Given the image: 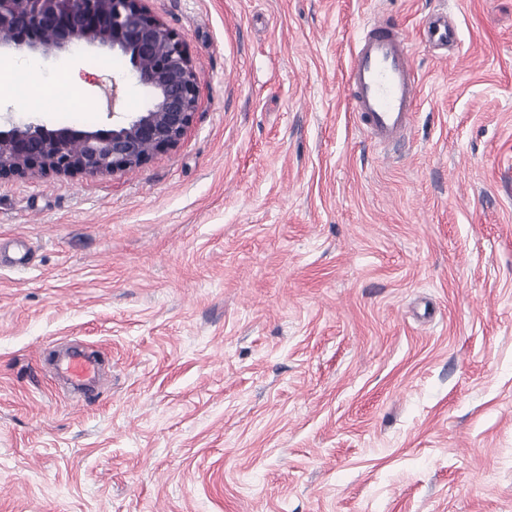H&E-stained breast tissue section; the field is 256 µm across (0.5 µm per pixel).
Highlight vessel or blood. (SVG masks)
<instances>
[{
	"label": "vessel or blood",
	"mask_w": 512,
	"mask_h": 512,
	"mask_svg": "<svg viewBox=\"0 0 512 512\" xmlns=\"http://www.w3.org/2000/svg\"><path fill=\"white\" fill-rule=\"evenodd\" d=\"M426 43L456 44L457 30L446 15L435 14L423 29ZM346 88L352 108L367 138L389 149L405 142L411 129L419 93L411 65L409 42L393 21H371L359 35L349 66ZM59 370L72 380L95 378L96 360L73 352Z\"/></svg>",
	"instance_id": "vessel-or-blood-1"
}]
</instances>
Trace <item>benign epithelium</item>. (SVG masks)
Segmentation results:
<instances>
[{
    "label": "benign epithelium",
    "mask_w": 512,
    "mask_h": 512,
    "mask_svg": "<svg viewBox=\"0 0 512 512\" xmlns=\"http://www.w3.org/2000/svg\"><path fill=\"white\" fill-rule=\"evenodd\" d=\"M79 47L118 51L151 98L112 127L49 130L28 123L0 130V176L117 174L173 148L191 127L200 90L185 38L149 13L144 0H0V49L49 56Z\"/></svg>",
    "instance_id": "7a95c632"
}]
</instances>
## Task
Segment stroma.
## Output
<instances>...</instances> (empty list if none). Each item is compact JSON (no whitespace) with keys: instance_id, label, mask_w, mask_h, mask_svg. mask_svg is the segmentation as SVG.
Returning <instances> with one entry per match:
<instances>
[{"instance_id":"obj_1","label":"stroma","mask_w":512,"mask_h":512,"mask_svg":"<svg viewBox=\"0 0 512 512\" xmlns=\"http://www.w3.org/2000/svg\"><path fill=\"white\" fill-rule=\"evenodd\" d=\"M145 3L197 75L181 143L0 179V512H512V0ZM374 19L419 79L390 151L343 92ZM36 61L1 129L149 99L112 51ZM71 346L107 360L77 400ZM423 39L428 44L448 47L457 44L458 34L454 25L448 22V15L437 13L424 25Z\"/></svg>"}]
</instances>
